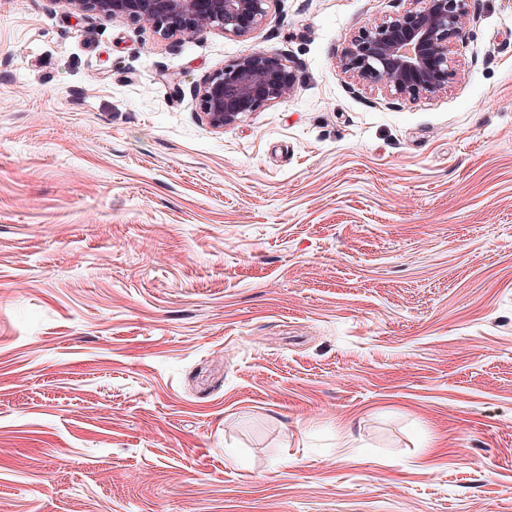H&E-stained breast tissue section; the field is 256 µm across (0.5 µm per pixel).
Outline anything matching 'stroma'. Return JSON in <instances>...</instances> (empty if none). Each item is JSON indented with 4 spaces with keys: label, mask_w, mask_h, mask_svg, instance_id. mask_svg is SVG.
<instances>
[{
    "label": "stroma",
    "mask_w": 512,
    "mask_h": 512,
    "mask_svg": "<svg viewBox=\"0 0 512 512\" xmlns=\"http://www.w3.org/2000/svg\"><path fill=\"white\" fill-rule=\"evenodd\" d=\"M414 6L0 0V512H512V0L446 91L341 73ZM256 50L290 94L213 130ZM80 12L151 21L163 36L220 29L242 36L262 24L270 0H65ZM292 77L277 53L252 51L196 88L203 118L215 130L235 122L240 115L286 98Z\"/></svg>",
    "instance_id": "35a3bbf8"
}]
</instances>
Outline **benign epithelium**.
I'll return each instance as SVG.
<instances>
[{
    "label": "benign epithelium",
    "instance_id": "7a95c632",
    "mask_svg": "<svg viewBox=\"0 0 512 512\" xmlns=\"http://www.w3.org/2000/svg\"><path fill=\"white\" fill-rule=\"evenodd\" d=\"M80 12L152 22L163 36L220 29L242 36L267 17L271 0H64ZM396 18L370 24L350 37L340 59L344 74L382 83L398 97L414 99L447 89L451 43L467 35V0H416ZM292 77L280 55L252 51L196 88L203 118L215 130L239 116L286 98Z\"/></svg>",
    "mask_w": 512,
    "mask_h": 512
}]
</instances>
